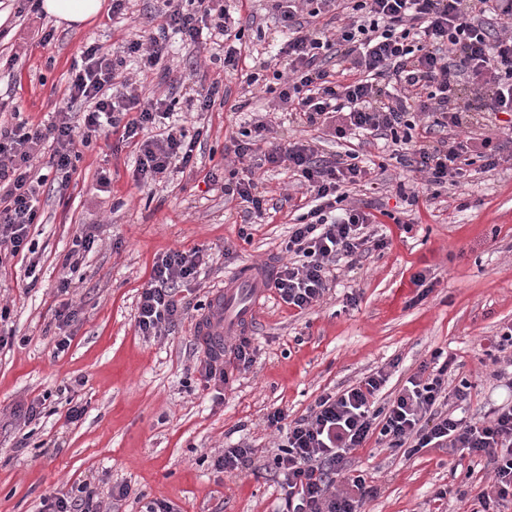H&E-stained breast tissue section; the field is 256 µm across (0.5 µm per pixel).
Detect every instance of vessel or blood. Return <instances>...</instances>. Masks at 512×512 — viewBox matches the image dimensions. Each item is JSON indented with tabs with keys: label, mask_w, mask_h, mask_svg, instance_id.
Returning <instances> with one entry per match:
<instances>
[{
	"label": "vessel or blood",
	"mask_w": 512,
	"mask_h": 512,
	"mask_svg": "<svg viewBox=\"0 0 512 512\" xmlns=\"http://www.w3.org/2000/svg\"><path fill=\"white\" fill-rule=\"evenodd\" d=\"M264 275V270L242 266L214 297L211 312L200 322L197 332L209 337L215 350H223L225 337L240 335L249 328L262 298L267 295L266 289L260 286Z\"/></svg>",
	"instance_id": "obj_1"
}]
</instances>
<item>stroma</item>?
I'll use <instances>...</instances> for the list:
<instances>
[{
    "mask_svg": "<svg viewBox=\"0 0 512 512\" xmlns=\"http://www.w3.org/2000/svg\"><path fill=\"white\" fill-rule=\"evenodd\" d=\"M226 5L240 12L246 45L254 62H262L275 31L267 0ZM18 7L17 0H0V55L18 58L14 68H0V100L18 107L21 119L48 123L64 101L66 76L82 46L109 47L147 29L159 4L128 0L119 20L104 13L78 28ZM48 30L50 44L38 46ZM170 44L168 69L144 74L130 58L123 75L140 100L170 95L187 127L208 126L200 167L149 190L137 183L130 151L118 149L116 136L80 147L69 186L40 197L42 222L30 231L37 244L35 287L24 288L22 258L0 270V306L10 309L13 333L11 346L0 350V512H41L44 497L82 481L97 489L106 510L113 487L125 484L130 494L121 512H141L152 500L169 502L175 512H286L273 464L280 437L264 423L269 412L282 408L298 418L323 393L382 367L391 370L390 390H398L438 349L456 355V378L473 386L461 406L465 416L483 414L506 394L485 345L512 322V161L487 172L471 165L468 184L413 206L395 194L401 168L388 165L378 189L351 195L385 211L387 248L355 269L339 266L331 290L311 310L288 308L269 291L249 331L254 365L235 373L223 392L203 388L197 366L205 348L194 303L210 304L225 275L242 265L281 260L302 193L287 169L259 173L258 189L275 213L271 223L255 224L251 243L240 239L244 206L224 194V178L235 166L224 153L239 129L234 105L267 116L270 139L284 145L311 140L328 157L351 148L377 156L382 148L368 135L345 143L293 122L276 94L249 91L240 75L225 73L222 47L188 54L176 35ZM204 78L221 81L224 108L197 111ZM103 169L111 179L105 192L97 184ZM406 221L411 231H404ZM81 226L95 243L70 273L64 263ZM192 248L202 250L206 266L201 282L184 293L190 310L160 335H141L134 315L153 263L168 250ZM64 336L70 345L57 350ZM40 397L42 418L24 423L28 405ZM72 402L86 408L75 422L66 419ZM239 440L255 448L253 463L216 472L225 444ZM347 467L365 471L379 488L363 512H475L491 480L489 472L471 470L469 460L437 449L407 458L373 441L349 454ZM463 484L469 493L460 498L454 489ZM440 488L448 495L438 501Z\"/></svg>",
    "mask_w": 512,
    "mask_h": 512,
    "instance_id": "1",
    "label": "stroma"
}]
</instances>
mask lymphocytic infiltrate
I'll return each mask as SVG.
<instances>
[{"mask_svg":"<svg viewBox=\"0 0 512 512\" xmlns=\"http://www.w3.org/2000/svg\"><path fill=\"white\" fill-rule=\"evenodd\" d=\"M162 22L153 34H130L117 48L94 43L72 67L65 107L55 121L32 124L6 119L0 103V262L33 252L30 229L40 221L39 196L47 183L67 187L76 170L78 145L109 130L132 146L139 184L159 183L176 170L197 165L195 150L209 130L187 135L159 98L140 104L118 92L125 57L137 56L153 70L169 54V34L193 43L202 38L224 44V66L245 63L243 29L220 0H162ZM335 0H274L288 36L277 55L287 72H274L278 99L297 123L322 124L336 139L370 131L391 141L392 157L421 174L427 188L460 184L469 154L483 169L502 160L499 138L512 134V0H345V24L329 28L320 18ZM333 69H326V61ZM480 128L477 137L469 136ZM268 125L253 119L231 138L229 150L240 167L224 185L225 195L248 203L256 218L266 214L257 195L252 159L274 168L288 166L310 195L305 213L292 224L282 248L286 259L272 286L288 306L305 311L324 297L332 267L355 266L386 248L371 233L376 216L348 202L349 187L373 186L374 170L352 159L319 155L309 142L288 148L266 142ZM199 249L170 250L157 257L142 287L135 321L141 335L157 336L187 313L179 293L200 274ZM255 361L248 337L229 355L206 353L198 366L204 384L227 385L237 370ZM455 355L434 351L430 360L391 398L383 391L388 371L368 373L356 384L320 395L305 415L289 419L278 409L268 427L284 439L273 458L285 478L288 512H361L378 488L364 471L346 473L351 451L369 440L403 449L411 457L426 448L469 458L491 469L480 493V512H501L512 501V402L483 416L458 418L452 401L471 397V385H451ZM43 512H103L90 483L76 492L49 496Z\"/></svg>","mask_w":512,"mask_h":512,"instance_id":"f902f5d3","label":"lymphocytic infiltrate"}]
</instances>
